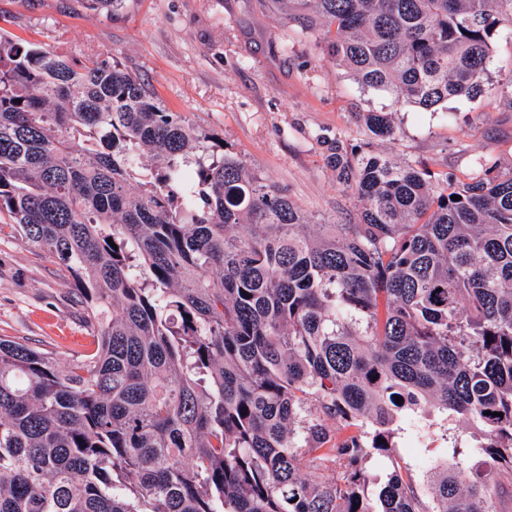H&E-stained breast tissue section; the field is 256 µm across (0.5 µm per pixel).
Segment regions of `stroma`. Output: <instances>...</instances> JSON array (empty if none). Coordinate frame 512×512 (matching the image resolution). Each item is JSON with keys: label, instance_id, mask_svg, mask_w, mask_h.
<instances>
[{"label": "stroma", "instance_id": "stroma-1", "mask_svg": "<svg viewBox=\"0 0 512 512\" xmlns=\"http://www.w3.org/2000/svg\"><path fill=\"white\" fill-rule=\"evenodd\" d=\"M0 29L78 61L112 56L148 80L169 111L222 138L317 224H352L357 211L327 165V144L366 146L449 175H479V158L512 170V107L456 98L425 111L362 87L286 26L264 0H127L114 14L80 0H0ZM389 113L395 133L373 139L357 112ZM0 214V336L67 363L91 330L67 276Z\"/></svg>", "mask_w": 512, "mask_h": 512}]
</instances>
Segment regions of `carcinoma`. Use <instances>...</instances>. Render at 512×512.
<instances>
[{
    "instance_id": "1",
    "label": "carcinoma",
    "mask_w": 512,
    "mask_h": 512,
    "mask_svg": "<svg viewBox=\"0 0 512 512\" xmlns=\"http://www.w3.org/2000/svg\"><path fill=\"white\" fill-rule=\"evenodd\" d=\"M265 4L397 102L512 107V74L484 81L512 0ZM326 161L358 221L315 231L117 60L0 31V212L72 277L96 345L62 365L0 336V512H497L512 172L458 185L339 141ZM437 412L457 428L428 507L396 438L429 451Z\"/></svg>"
}]
</instances>
